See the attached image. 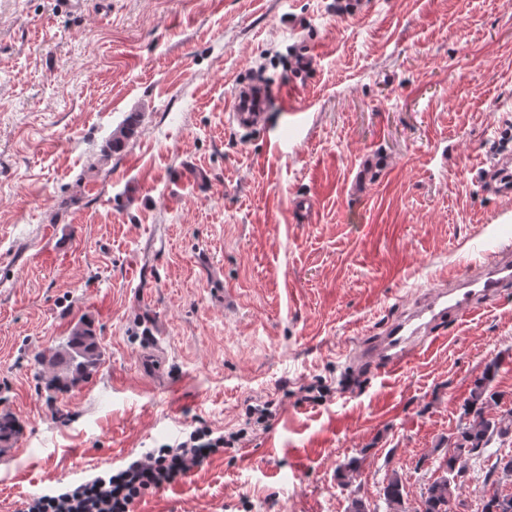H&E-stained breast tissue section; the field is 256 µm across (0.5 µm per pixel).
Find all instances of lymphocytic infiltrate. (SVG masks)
Masks as SVG:
<instances>
[{
	"label": "lymphocytic infiltrate",
	"instance_id": "1",
	"mask_svg": "<svg viewBox=\"0 0 512 512\" xmlns=\"http://www.w3.org/2000/svg\"><path fill=\"white\" fill-rule=\"evenodd\" d=\"M240 438L237 431L224 436L205 425L196 427L116 471L33 497L23 512H130L135 500L186 477Z\"/></svg>",
	"mask_w": 512,
	"mask_h": 512
}]
</instances>
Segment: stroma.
I'll list each match as a JSON object with an SVG mask.
<instances>
[{
	"mask_svg": "<svg viewBox=\"0 0 512 512\" xmlns=\"http://www.w3.org/2000/svg\"><path fill=\"white\" fill-rule=\"evenodd\" d=\"M259 67L250 133L227 107ZM510 129L512 0H0V512L264 403L267 429L131 512H345L353 458L372 512L394 471L415 508L488 364L512 408V289L398 372L358 354L512 247V198L476 177ZM83 319L102 363L48 399L35 355Z\"/></svg>",
	"mask_w": 512,
	"mask_h": 512,
	"instance_id": "1",
	"label": "stroma"
}]
</instances>
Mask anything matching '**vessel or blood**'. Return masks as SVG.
Segmentation results:
<instances>
[{"mask_svg":"<svg viewBox=\"0 0 512 512\" xmlns=\"http://www.w3.org/2000/svg\"><path fill=\"white\" fill-rule=\"evenodd\" d=\"M230 116L239 126L257 130L266 125L262 112H246L241 98H234ZM479 181L497 196L512 195V155L498 156L478 174ZM512 284V251L499 250L491 262L468 267L455 280L441 282L416 308L392 322L383 335L363 349V364L382 372L403 368L411 357L440 342V329L448 315L477 309L484 301L499 295Z\"/></svg>","mask_w":512,"mask_h":512,"instance_id":"obj_1","label":"vessel or blood"}]
</instances>
